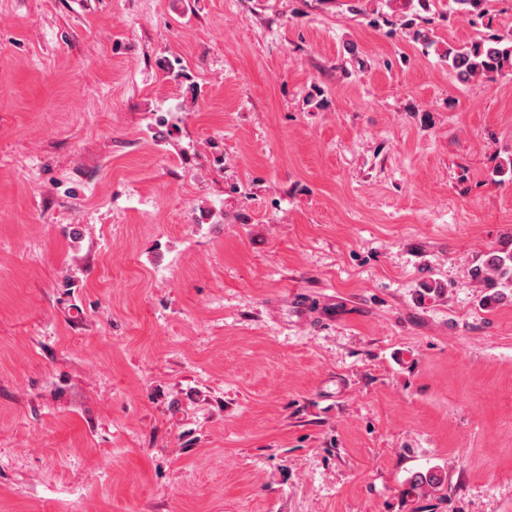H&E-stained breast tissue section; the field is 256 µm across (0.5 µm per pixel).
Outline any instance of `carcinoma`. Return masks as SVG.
Instances as JSON below:
<instances>
[{"mask_svg": "<svg viewBox=\"0 0 512 512\" xmlns=\"http://www.w3.org/2000/svg\"><path fill=\"white\" fill-rule=\"evenodd\" d=\"M444 59L461 80H493L505 72L512 73V33H494L465 45H450ZM467 275L490 290L483 297L487 304L507 299L506 291H512V249H497L478 257L467 268ZM442 485L441 475L419 473L409 479L406 494L416 497L426 487L435 489Z\"/></svg>", "mask_w": 512, "mask_h": 512, "instance_id": "carcinoma-1", "label": "carcinoma"}]
</instances>
